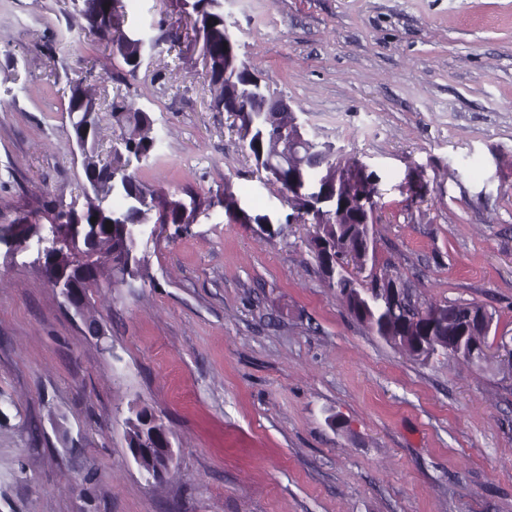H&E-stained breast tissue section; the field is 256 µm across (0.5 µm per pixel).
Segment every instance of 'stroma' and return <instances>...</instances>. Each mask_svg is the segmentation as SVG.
<instances>
[{
	"instance_id": "stroma-1",
	"label": "stroma",
	"mask_w": 512,
	"mask_h": 512,
	"mask_svg": "<svg viewBox=\"0 0 512 512\" xmlns=\"http://www.w3.org/2000/svg\"><path fill=\"white\" fill-rule=\"evenodd\" d=\"M126 24L180 32L128 90L162 140L135 168L189 218L141 237L145 276L73 318L26 250L0 244V512H512V374L423 361L351 317L282 185L210 108L176 0ZM240 56L374 187L375 267L420 305L477 303L512 339V0H224ZM120 62L70 0H0V231L84 204L66 112L120 133ZM232 193L235 213L222 199ZM170 432L146 482L132 408ZM155 415V413L148 407L139 408L138 412L133 413V416L129 418L128 424V449L136 462L140 472L144 470V467H148L151 472H155L156 477L159 480L166 478L169 475L175 465V456L172 449V445L169 439V434L164 433L165 424L156 416L151 424V431L147 437H143L142 446L133 447L141 439L142 434V418ZM161 436L163 444L157 446L156 442L158 437ZM149 470L145 471L146 480L156 481L153 473Z\"/></svg>"
}]
</instances>
